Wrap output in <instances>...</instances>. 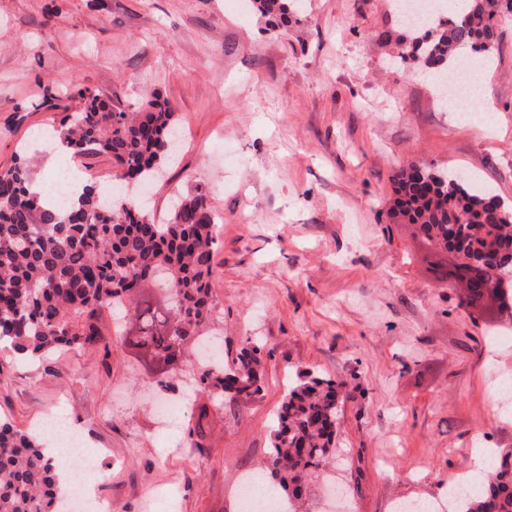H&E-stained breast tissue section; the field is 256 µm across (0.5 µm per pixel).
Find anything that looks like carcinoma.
Wrapping results in <instances>:
<instances>
[{"label": "carcinoma", "mask_w": 512, "mask_h": 512, "mask_svg": "<svg viewBox=\"0 0 512 512\" xmlns=\"http://www.w3.org/2000/svg\"><path fill=\"white\" fill-rule=\"evenodd\" d=\"M297 0H251L254 11L288 24ZM502 0H461L458 17L441 19L434 30L401 53L441 70L464 49L483 54L498 39ZM81 106L60 120L58 139L73 153L106 155L117 178L138 176L144 195L167 155L166 142L180 137L174 112L153 97L137 112H125L89 88H77ZM30 166L0 170V345L31 358L56 351L109 348L104 313L120 309L126 343L140 352L148 371L163 376L190 361L214 309L212 275L219 217L197 189L177 197L165 224L155 223L125 184L107 196L88 184L77 203L55 202L59 216L32 191ZM498 196L472 184L462 172L406 171L398 180L397 211L420 225L426 238L456 252L455 278L476 271L482 280L512 274V215ZM164 294L145 291L157 276ZM502 298L484 288L470 290L466 304ZM257 348L240 353L230 371L202 372L199 394L237 400L261 389ZM336 382L303 372L289 388L278 413L270 448L273 470L286 469L289 497L308 477H317L334 447ZM477 490L462 499V512H512V463L502 458L474 478ZM56 464L30 435L0 421V512H64Z\"/></svg>", "instance_id": "1"}]
</instances>
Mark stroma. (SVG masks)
Instances as JSON below:
<instances>
[{
    "label": "stroma",
    "mask_w": 512,
    "mask_h": 512,
    "mask_svg": "<svg viewBox=\"0 0 512 512\" xmlns=\"http://www.w3.org/2000/svg\"><path fill=\"white\" fill-rule=\"evenodd\" d=\"M392 3L302 0L275 28L248 0H0V170L23 153L36 182L69 168L111 183L108 156H62L35 130L77 108L76 86L126 111L167 102L182 140L147 209L164 220L175 191L201 187L224 219L213 333L225 364L258 348L261 391L221 406L189 395L197 367L161 386L119 335L33 362L0 351V418L33 432L61 416L116 512H243L301 372L343 385L301 512H332L333 490L346 512L444 503L479 449L512 455V402L492 396L512 382V313L461 305L393 215L412 167L464 170L512 209V16L483 74L492 112L459 119L423 68L396 65L413 34Z\"/></svg>",
    "instance_id": "1"
}]
</instances>
